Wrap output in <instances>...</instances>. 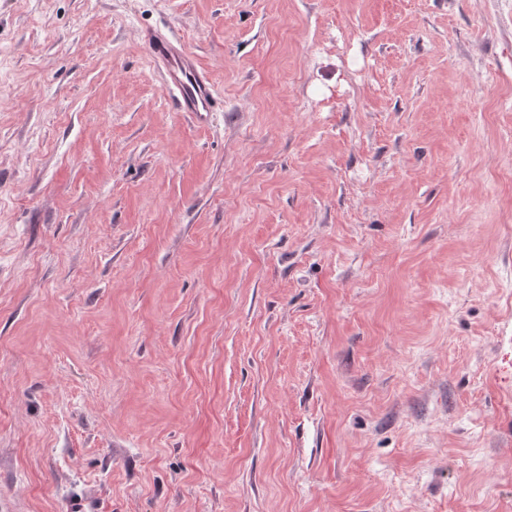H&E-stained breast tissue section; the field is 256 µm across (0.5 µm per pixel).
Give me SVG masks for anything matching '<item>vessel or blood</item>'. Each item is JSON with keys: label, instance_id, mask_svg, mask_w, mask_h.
Listing matches in <instances>:
<instances>
[{"label": "vessel or blood", "instance_id": "b4317fda", "mask_svg": "<svg viewBox=\"0 0 512 512\" xmlns=\"http://www.w3.org/2000/svg\"><path fill=\"white\" fill-rule=\"evenodd\" d=\"M143 40L177 111L190 113L205 122L223 108L209 73L178 37L156 27L145 31Z\"/></svg>", "mask_w": 512, "mask_h": 512}]
</instances>
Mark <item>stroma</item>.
Returning <instances> with one entry per match:
<instances>
[{"label": "stroma", "instance_id": "1", "mask_svg": "<svg viewBox=\"0 0 512 512\" xmlns=\"http://www.w3.org/2000/svg\"><path fill=\"white\" fill-rule=\"evenodd\" d=\"M0 512H512V0H0ZM143 40L178 112L190 113L207 122L214 112L224 109V101L209 73L178 37L155 27L143 33Z\"/></svg>", "mask_w": 512, "mask_h": 512}]
</instances>
